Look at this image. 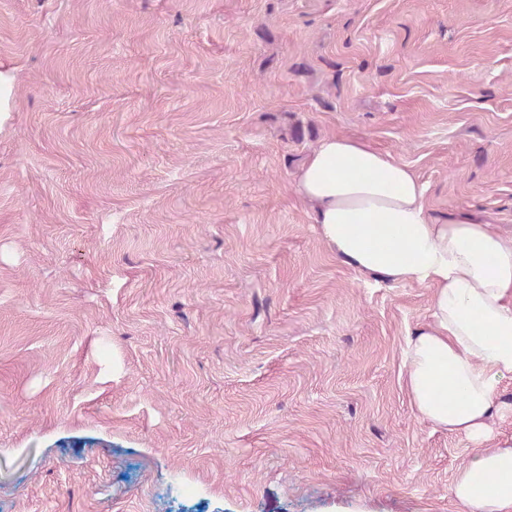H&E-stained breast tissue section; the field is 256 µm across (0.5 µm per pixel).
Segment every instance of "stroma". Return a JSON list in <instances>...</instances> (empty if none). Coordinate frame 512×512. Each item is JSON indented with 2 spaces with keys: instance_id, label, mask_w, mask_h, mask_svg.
Wrapping results in <instances>:
<instances>
[{
  "instance_id": "35a3bbf8",
  "label": "stroma",
  "mask_w": 512,
  "mask_h": 512,
  "mask_svg": "<svg viewBox=\"0 0 512 512\" xmlns=\"http://www.w3.org/2000/svg\"><path fill=\"white\" fill-rule=\"evenodd\" d=\"M329 135L512 234V0H0V512H464Z\"/></svg>"
}]
</instances>
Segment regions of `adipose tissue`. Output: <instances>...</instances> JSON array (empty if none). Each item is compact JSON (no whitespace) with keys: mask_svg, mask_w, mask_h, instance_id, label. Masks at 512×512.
Masks as SVG:
<instances>
[{"mask_svg":"<svg viewBox=\"0 0 512 512\" xmlns=\"http://www.w3.org/2000/svg\"><path fill=\"white\" fill-rule=\"evenodd\" d=\"M293 186L337 259L379 282L431 289L430 320L403 348L411 404L478 447L458 470L456 500L512 512V445L491 429L512 379V239L464 213L432 216L408 164L345 136L322 138Z\"/></svg>","mask_w":512,"mask_h":512,"instance_id":"ef3b65f1","label":"adipose tissue"}]
</instances>
